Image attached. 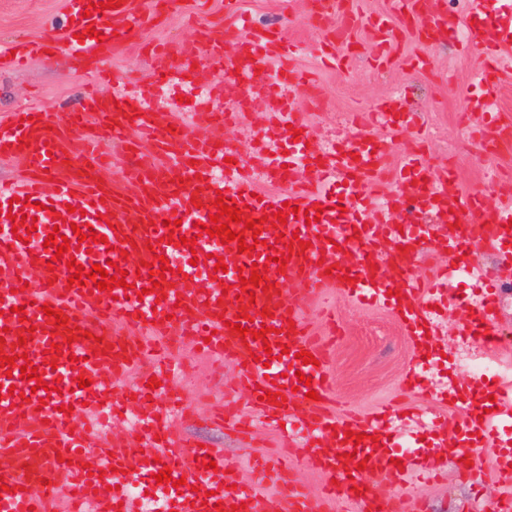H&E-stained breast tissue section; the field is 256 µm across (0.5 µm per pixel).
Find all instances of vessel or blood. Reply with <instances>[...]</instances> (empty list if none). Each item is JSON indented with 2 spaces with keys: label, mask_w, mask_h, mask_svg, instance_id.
Wrapping results in <instances>:
<instances>
[{
  "label": "vessel or blood",
  "mask_w": 512,
  "mask_h": 512,
  "mask_svg": "<svg viewBox=\"0 0 512 512\" xmlns=\"http://www.w3.org/2000/svg\"><path fill=\"white\" fill-rule=\"evenodd\" d=\"M118 9H102L93 0H68L69 24L65 31H48L30 42L0 45V67L21 64L31 55L50 58L64 52L98 80H109L104 63L115 47L139 43L146 19L139 0H121ZM318 16L334 17L319 45L323 63L344 67L357 41L354 32L365 27L380 33L377 61L390 60L388 47L393 32L391 16L416 15L428 42L447 39L450 23L438 13L434 0H391L389 14L363 15L353 0H317ZM468 14L475 23L471 42L486 59L476 76L482 88L477 101L488 118L486 130L495 140L512 138V113L497 108L502 82V54L512 48V0H501L490 10L488 0H467ZM228 27L237 38L232 51L207 31H199L198 44L209 59L208 66L187 69L189 53L171 45L150 50L155 80L183 88L202 86L216 99L233 98L248 107L245 90L252 85L276 88L273 132L258 143L259 153L250 169L230 163L234 150L215 140H196L189 135L175 137L169 126L174 116L155 110L141 90L104 95L93 90L66 119H56L35 107L12 113L7 127L0 128V157L20 159L29 172L13 184L0 183V355L23 347L32 366L47 386L33 389L21 379L20 369L5 373L0 368V387L15 388V395L0 396V452L12 459L0 470L8 490L0 494V512H44L46 496L67 490L75 502L104 501L109 512H128L126 494L107 489L100 473L113 472L115 480L128 483L140 474H155L170 468L171 480L161 486L156 512H233L245 504V512H314L306 489L291 480L294 460L283 455L256 460L261 481L277 485L278 495L265 496L255 486L236 484L227 475L224 456L213 448L192 447L176 452V440L169 434L167 410L150 397V374H141L132 391L145 410L140 430L151 442L143 452L126 444L92 447L88 438L76 435L71 425L74 414H107L112 409L115 383L139 365L145 352L130 331L144 330L165 337L172 324L183 335L196 337L203 353L217 359L235 358L243 364L242 382L251 403L275 422H285L304 433L308 447L324 438L345 448L344 457L316 455L313 467L328 480L326 490L344 496L352 512H380L388 506L385 490L373 483V476H400L395 464L402 453L395 445L387 424L386 410L368 415L340 413L327 409L331 376L327 368L333 338L312 332L305 322L304 303L323 288L333 285L360 304H376L397 312L409 335L414 336L417 360L433 355L427 335L435 331L442 310L454 308L459 299L439 288L425 289L417 283L400 286L410 278L418 256L434 245L452 256L449 275L476 276L475 262L462 261L468 227L478 224L487 248L503 250L512 246V206L487 205L477 194H449L448 172L431 171L415 153L402 157L393 179L395 189L376 200L370 189L387 170L390 155L386 141L370 139L363 132L330 153L308 143L305 122L295 96L285 88L310 84L312 76L294 62V50L285 26L264 29L241 8L240 0H225ZM96 37H87L88 28ZM391 132L411 130L418 114L402 102L389 101L371 114ZM138 131L151 142L157 162L127 170L124 187L104 181L106 160L98 148L100 136L126 140ZM82 133L79 151L68 144ZM272 190L261 189V181ZM238 207L247 220H260L262 244L246 237V251L237 242L222 243L204 230L214 211L216 197ZM290 206L284 224L265 222ZM320 218L307 222L306 214ZM36 217V231L14 227L13 218ZM180 220L175 229L166 220ZM89 225L100 243L79 240L73 225ZM68 236V256L77 264L118 263L126 271L125 287L97 290L94 282L69 286L71 275L55 248L46 246L52 231ZM299 236L294 248L277 245L278 235ZM195 239V247L183 246V238ZM288 254L286 266L271 262L272 252ZM142 261L139 273H132L129 258ZM167 258L171 270L163 282L165 300L149 290V265ZM225 263L220 272L216 263ZM267 266L261 287H242L239 273L253 265ZM336 274H329V267ZM37 272L38 282L24 286L23 277ZM404 297H397V289ZM56 310V317L43 313V306ZM496 295L489 292L471 305L470 315L459 326L464 338L484 337L487 353H494L491 341L496 329ZM248 313L250 329H267L266 339L242 342L232 331L238 312ZM127 327V334L112 333L107 322ZM33 327V338L19 345L25 327ZM83 340H75V333ZM272 343L273 360L260 362L264 343ZM60 353H52V344ZM314 356L303 364L299 352ZM311 379L319 398H306L298 390L300 376ZM89 379L79 386L78 377ZM277 392L281 402H264L266 393ZM73 413H66V406ZM505 414L497 410L483 417H470L458 425L455 414L435 423L439 436L448 439L458 456L477 461L482 448L493 445ZM362 435L361 444L348 442L347 432ZM365 470H357L358 462ZM57 480L44 484L48 474ZM223 479L225 487L207 497L192 491L197 477ZM181 488H174V480Z\"/></svg>",
  "instance_id": "1"
}]
</instances>
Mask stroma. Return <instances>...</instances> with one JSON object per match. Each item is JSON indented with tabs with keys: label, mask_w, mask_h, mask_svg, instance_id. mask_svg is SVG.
Returning <instances> with one entry per match:
<instances>
[{
	"label": "stroma",
	"mask_w": 512,
	"mask_h": 512,
	"mask_svg": "<svg viewBox=\"0 0 512 512\" xmlns=\"http://www.w3.org/2000/svg\"><path fill=\"white\" fill-rule=\"evenodd\" d=\"M244 5L261 20L291 19L290 35L300 45L297 63L303 68L311 65L326 25L313 20L307 0H244ZM67 12L68 0H0V43L19 38L34 40L47 29H63ZM200 26L221 40L225 50L233 49L235 38L224 22V0H155L153 20L143 26L140 45L120 49L106 61L114 77L112 85H97L92 75L64 54L51 60L33 58L23 67L0 70V124L7 122L17 108L29 104L61 118L89 88L96 86L108 94L124 90L130 78L150 79L149 49L157 42H174L195 57H202L203 51L193 39ZM393 28L392 62L386 69L371 67L369 57L379 39L371 30L362 29L357 34L360 52L349 68L320 71L310 88L298 89L301 102L313 104L305 113L310 139L320 145L349 132V113L370 112L393 97L407 100L421 114L424 128L394 137L391 163H398L404 151L416 149L425 154L431 169L451 170L450 183L455 192L478 191L488 205H496L498 199L485 176L492 168L512 171V152L484 149L481 142L463 137L460 129L464 119L477 125L484 122L482 115L471 114L469 108L470 99L480 94L474 81L482 65L480 50H462V39L454 33L445 43L431 46L416 38L404 23L394 22ZM417 56L429 59L428 71L412 68L411 60ZM153 103L172 111L175 120L191 134L225 139L243 159L248 157L257 133L253 116L266 110L263 98H256L251 115L233 128L224 129L202 113L181 111L180 101L167 92L155 93ZM323 309L336 314L338 336L330 362L335 405L369 412L393 403L420 413L419 418L397 421L392 435L400 444L430 448L439 476L427 484L419 480L416 467H409L405 477L390 484L393 500L414 505L416 512H469L472 491H480L490 506L497 499L512 497V486L501 483L495 469L498 448H512L511 422L501 427L497 446L482 449L480 474L475 478L456 466L452 454L440 446L431 424L434 415L444 410L441 402L432 399V392L471 379L472 360L482 359L487 364L481 384L484 395L498 394L500 387L512 380V298L503 299L497 306L501 345L490 356L485 355L481 341L458 336L456 326L465 316V309L448 310L433 338L440 356L413 393L405 389L414 360L412 343L393 311L360 306L333 288L324 289L308 302L306 312L313 327H320L319 312ZM179 352L185 366L177 388L192 418L174 421L176 438L222 450L234 478L248 483L253 459L285 448L282 432L274 425L261 423L251 441L244 443L233 431L214 423L210 417L212 405L229 394H236L242 410L250 408L247 395L237 389V364L230 360L216 366L198 355L189 342L180 346Z\"/></svg>",
	"instance_id": "obj_1"
}]
</instances>
